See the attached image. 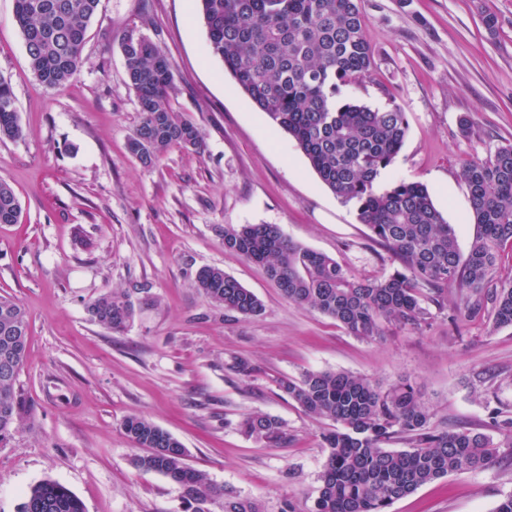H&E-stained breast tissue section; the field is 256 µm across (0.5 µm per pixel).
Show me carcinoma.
Segmentation results:
<instances>
[{"instance_id":"obj_1","label":"carcinoma","mask_w":512,"mask_h":512,"mask_svg":"<svg viewBox=\"0 0 512 512\" xmlns=\"http://www.w3.org/2000/svg\"><path fill=\"white\" fill-rule=\"evenodd\" d=\"M100 0H15L30 68L49 90L64 87L78 72L87 28ZM362 0H199V17L211 53L269 120L286 132L321 181L338 198L357 205V217L400 267L381 280L351 275L335 259L289 240L277 224L224 225V249L260 264L289 301L309 307L349 334L373 340L383 327L422 330L431 308L444 309L448 290H458L452 323L492 303L493 325H512V282L491 289L499 249L512 245V145L485 159L463 161L476 224L467 255L455 229L433 203L428 188L398 180L377 186L408 133L406 114L353 101L336 102L339 87L365 77L372 49L364 34ZM122 53L141 121L129 150L142 164H155L170 149H202L197 128L173 111L168 62L149 39L125 37ZM24 135L10 82L0 77V139ZM21 204L0 180V224H17ZM196 285L227 313H262L263 305L223 269L208 266ZM91 319L115 333L133 318L129 295L104 293L87 306ZM29 318L17 300L0 296V447L29 428L35 404L18 385L29 339ZM278 388L309 415L333 422L323 434L328 455L310 512H388L397 500L453 473L486 468L499 449L512 446V416L496 411L501 436L468 429L435 428L414 387L387 390L345 371H308L283 377ZM135 464L167 477L182 490L185 512H259L258 506L224 489L186 463V448L143 416L123 420ZM246 437L269 447L287 441L283 423L267 414L244 419ZM400 442L402 449L389 445ZM20 512H85L83 502L53 480L33 486Z\"/></svg>"}]
</instances>
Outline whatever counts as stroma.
<instances>
[{"label":"stroma","instance_id":"stroma-1","mask_svg":"<svg viewBox=\"0 0 512 512\" xmlns=\"http://www.w3.org/2000/svg\"><path fill=\"white\" fill-rule=\"evenodd\" d=\"M362 9L373 64L336 99L405 112V144L377 184L426 185L468 252L476 226L461 163L512 144V0H362ZM488 12L498 20L492 31ZM132 31L165 55L171 105L199 129L202 152L174 149L149 167L130 153L140 108L121 42ZM0 75L24 129L22 139L0 141V179L22 206L18 223L0 224V294L29 315L19 383L35 402L30 430L0 448V512H19L45 479L86 512H184L177 485L136 467L139 451L122 430L130 415L169 431L192 467L260 512L286 501L310 512L330 423L276 384L308 371H347L384 389L409 380L440 426L487 434L495 409L512 411V326L494 327L485 314L457 326L441 311L424 330L390 326L361 340L225 251V225L277 224L354 277L379 280L397 266L355 205L321 183L212 55L197 0H100L83 64L56 91L30 69L14 0H0ZM205 266L252 291L262 314L214 306L195 283ZM112 290L134 307L121 334L87 312ZM239 359L250 376L234 372ZM254 413L280 419L287 443L244 437L237 424ZM510 495L512 456L427 483L390 512H495Z\"/></svg>","mask_w":512,"mask_h":512}]
</instances>
